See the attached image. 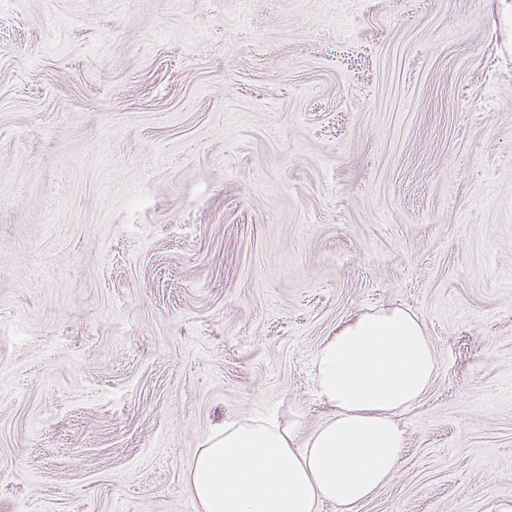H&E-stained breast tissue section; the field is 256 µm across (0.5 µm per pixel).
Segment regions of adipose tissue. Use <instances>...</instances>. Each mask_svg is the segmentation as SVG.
Instances as JSON below:
<instances>
[{"mask_svg": "<svg viewBox=\"0 0 512 512\" xmlns=\"http://www.w3.org/2000/svg\"><path fill=\"white\" fill-rule=\"evenodd\" d=\"M439 360L413 311H360L316 349L311 365L325 420L300 438L297 419H239L191 462L185 489L198 512H358L398 468L399 417L431 387Z\"/></svg>", "mask_w": 512, "mask_h": 512, "instance_id": "adipose-tissue-1", "label": "adipose tissue"}]
</instances>
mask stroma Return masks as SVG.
<instances>
[{
	"label": "stroma",
	"mask_w": 512,
	"mask_h": 512,
	"mask_svg": "<svg viewBox=\"0 0 512 512\" xmlns=\"http://www.w3.org/2000/svg\"><path fill=\"white\" fill-rule=\"evenodd\" d=\"M387 306L441 367L360 512H512V0H0V512H197Z\"/></svg>",
	"instance_id": "obj_1"
}]
</instances>
